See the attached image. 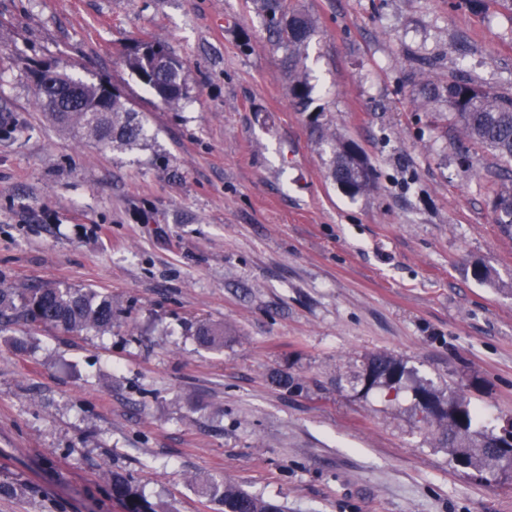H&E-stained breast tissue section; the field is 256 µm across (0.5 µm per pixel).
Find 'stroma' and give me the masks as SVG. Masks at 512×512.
Returning a JSON list of instances; mask_svg holds the SVG:
<instances>
[{"mask_svg":"<svg viewBox=\"0 0 512 512\" xmlns=\"http://www.w3.org/2000/svg\"><path fill=\"white\" fill-rule=\"evenodd\" d=\"M292 3L317 28L306 112L251 0H0V114L29 127L0 135V278L121 309L103 336H0V482L30 488L0 512H122L115 471L163 512H219L196 483L210 473L287 512H512V475L458 468L415 397L453 388L489 427L512 416V236L489 198L512 165L478 150L461 167L448 104L425 94L460 72L512 94V11ZM148 36L187 63L182 109L125 65ZM42 65L110 81L145 141L57 129ZM317 122L365 154L370 191L329 179ZM202 322L223 348L199 344ZM378 352L405 364L398 392L365 389Z\"/></svg>","mask_w":512,"mask_h":512,"instance_id":"stroma-1","label":"stroma"}]
</instances>
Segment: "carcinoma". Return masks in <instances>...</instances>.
<instances>
[{
    "mask_svg": "<svg viewBox=\"0 0 512 512\" xmlns=\"http://www.w3.org/2000/svg\"><path fill=\"white\" fill-rule=\"evenodd\" d=\"M269 41L285 49L289 94L302 112L311 104L312 87L303 71V50L315 33L311 18L291 6V0H255ZM128 70L164 106L176 109L188 99L186 62L173 55L168 44L154 36L137 41L127 53ZM36 74L51 79L36 91L39 109L61 130L80 138L127 149L146 139L139 115L122 94L105 80L97 83L76 79L64 70L45 66ZM432 97H444L448 111L459 123L465 138L478 149H489L512 161V95L484 90L470 79L452 77L448 84L428 89ZM333 158L330 177L340 185L352 186L351 195L374 186V171L361 182L351 180V143L330 139ZM492 210L494 221L503 232L512 234V180L495 184ZM117 305L112 295L91 288L62 287L46 284L15 288L0 279V333L13 325H37L71 333L112 332ZM195 336L200 344L215 348L224 345V328L208 323L197 325ZM407 375L406 367L392 356L377 353L369 357L364 373V387L384 386L397 389ZM418 401H427L437 414H421L423 421L435 425L444 447L466 468L477 472L495 469L509 449L496 446L498 433H484L476 426L478 413L455 390L442 395L422 387ZM112 499L124 512H161L138 490L133 476L114 472L109 478ZM201 492L222 507V512H285L282 505L266 500L221 475H208L200 481Z\"/></svg>",
    "mask_w": 512,
    "mask_h": 512,
    "instance_id": "1",
    "label": "carcinoma"
}]
</instances>
